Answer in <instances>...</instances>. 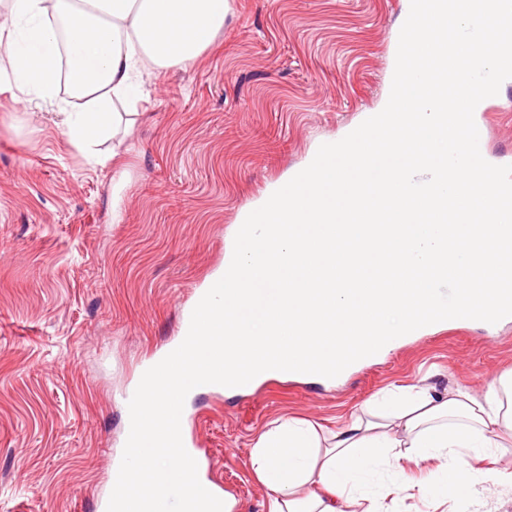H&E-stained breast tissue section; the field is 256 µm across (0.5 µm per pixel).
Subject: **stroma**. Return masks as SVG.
<instances>
[{"label": "stroma", "instance_id": "35a3bbf8", "mask_svg": "<svg viewBox=\"0 0 512 512\" xmlns=\"http://www.w3.org/2000/svg\"><path fill=\"white\" fill-rule=\"evenodd\" d=\"M410 0H233L215 43L148 70L135 124L96 163L48 112L0 84V512H96L123 444L121 395L179 335L184 305L224 265L237 225L319 146L389 98ZM486 153L512 165V79L486 102ZM512 370V321L438 326L333 383L272 378L186 403L234 512H266L250 452L278 418L333 429L373 399L429 380L483 392ZM474 493L439 488L441 460L370 474L385 512H512L496 460L470 458Z\"/></svg>", "mask_w": 512, "mask_h": 512}]
</instances>
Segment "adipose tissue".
Listing matches in <instances>:
<instances>
[{
    "mask_svg": "<svg viewBox=\"0 0 512 512\" xmlns=\"http://www.w3.org/2000/svg\"><path fill=\"white\" fill-rule=\"evenodd\" d=\"M230 0H0V82L24 110L51 107L70 143L92 159L134 102L147 65L192 63L215 39ZM67 72H60V64ZM68 77L69 98L58 95ZM512 445V373L480 395L465 388L417 387L388 410L368 407L333 430L277 419L259 435L251 467L268 512H357L349 482L375 458H444L442 481L470 483L469 455Z\"/></svg>",
    "mask_w": 512,
    "mask_h": 512,
    "instance_id": "adipose-tissue-1",
    "label": "adipose tissue"
}]
</instances>
